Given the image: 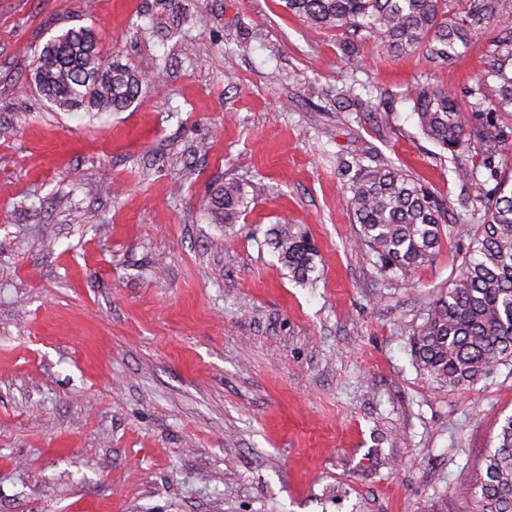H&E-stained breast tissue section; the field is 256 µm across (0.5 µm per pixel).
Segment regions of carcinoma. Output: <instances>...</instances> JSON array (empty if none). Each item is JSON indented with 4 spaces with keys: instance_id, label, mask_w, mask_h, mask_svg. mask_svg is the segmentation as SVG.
<instances>
[{
    "instance_id": "1",
    "label": "carcinoma",
    "mask_w": 512,
    "mask_h": 512,
    "mask_svg": "<svg viewBox=\"0 0 512 512\" xmlns=\"http://www.w3.org/2000/svg\"><path fill=\"white\" fill-rule=\"evenodd\" d=\"M288 13L320 29L344 37L347 65L356 69L361 57L355 44H381L395 55L425 47L434 60L450 61L468 49L494 21L512 12V0H470L466 16H448L445 0H282ZM512 31L497 40L489 70L496 104L512 108ZM156 68L109 60L97 32L69 27L43 46L31 73L34 85L54 106L66 112H118L140 96L154 80ZM347 105L366 108L353 85L336 93ZM422 133L442 150L457 153L472 140H491L482 123L471 122L456 100L438 88H418L412 96ZM500 183L479 226L476 247L446 289L440 290L423 322L410 338L417 368L436 382L463 390L503 363H512V190ZM347 207L357 224L355 243L385 268L403 273L430 261L440 243L446 210L410 175L393 168L368 167L349 183ZM205 208L219 224L236 223L248 198L234 182L213 184ZM268 244L291 276L308 282L318 252L309 236L286 228L271 229ZM455 497L473 512H512V416L485 458L483 473L462 482Z\"/></svg>"
}]
</instances>
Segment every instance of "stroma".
<instances>
[{
    "instance_id": "obj_1",
    "label": "stroma",
    "mask_w": 512,
    "mask_h": 512,
    "mask_svg": "<svg viewBox=\"0 0 512 512\" xmlns=\"http://www.w3.org/2000/svg\"><path fill=\"white\" fill-rule=\"evenodd\" d=\"M82 3L0 0V512H469L453 490L512 415V365L455 391L409 339L512 174V112L455 159L405 95L469 111L512 15L453 61L369 45L354 70L282 0ZM74 25L156 61L127 110L65 112L29 84ZM345 83L375 111L338 109ZM361 165L448 203L433 262L404 275L354 246ZM216 181L246 191L236 223L201 205ZM277 224L315 242L310 282L268 245Z\"/></svg>"
}]
</instances>
